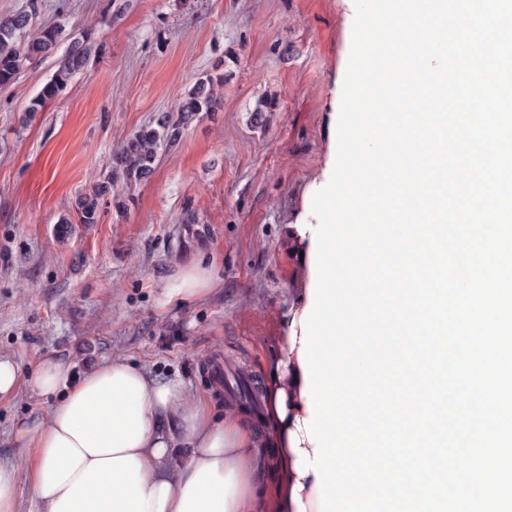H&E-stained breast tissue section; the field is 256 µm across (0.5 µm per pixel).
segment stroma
<instances>
[{"label":"stroma","instance_id":"stroma-1","mask_svg":"<svg viewBox=\"0 0 512 512\" xmlns=\"http://www.w3.org/2000/svg\"><path fill=\"white\" fill-rule=\"evenodd\" d=\"M36 21L93 27L99 50L35 115L26 109L54 59L0 85V356L20 371L0 399L9 461L13 424L52 403L29 383L48 357L77 375L126 359L180 379L219 415L230 403L211 360L266 390L309 280L286 226L325 169L352 42L345 0H40ZM216 72L222 110L198 115L147 181L115 185L97 223L58 240L59 218L103 181L120 143ZM267 96L278 110L255 126ZM199 261L215 288L168 300L178 271Z\"/></svg>","mask_w":512,"mask_h":512}]
</instances>
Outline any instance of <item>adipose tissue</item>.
<instances>
[{
	"mask_svg": "<svg viewBox=\"0 0 512 512\" xmlns=\"http://www.w3.org/2000/svg\"><path fill=\"white\" fill-rule=\"evenodd\" d=\"M308 304L301 299L288 313L267 396L282 474L277 512H320L316 476L298 474L291 446L309 416L299 361ZM32 383L55 402L15 423L11 444L22 461L0 462V512H18L23 483L34 512H255L250 433L233 417L214 419L181 380L158 381L121 358L76 378L66 363L47 358Z\"/></svg>",
	"mask_w": 512,
	"mask_h": 512,
	"instance_id": "adipose-tissue-1",
	"label": "adipose tissue"
}]
</instances>
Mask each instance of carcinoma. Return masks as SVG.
<instances>
[{"mask_svg":"<svg viewBox=\"0 0 512 512\" xmlns=\"http://www.w3.org/2000/svg\"><path fill=\"white\" fill-rule=\"evenodd\" d=\"M38 13V0H27V9L0 17V84H6L29 64L41 61L54 54L63 40L64 28L59 24L41 26L33 32H26L32 19ZM93 50V33L84 32L79 38L70 40L64 54L58 59V66L51 79L30 102L28 110L37 112L44 105L56 99L82 73ZM224 84V74L217 73L198 79L177 101L176 115H163L155 125L141 128L126 138L119 151L112 157V166L107 181L101 183L92 193L76 201L78 223L98 222L100 202L109 194V188L119 182L133 185L147 180L154 171L158 151L175 145L184 128L202 112H216L223 100L219 87ZM277 111V102L263 98L256 102L251 119L257 126H265L268 113Z\"/></svg>","mask_w":512,"mask_h":512,"instance_id":"carcinoma-1","label":"carcinoma"}]
</instances>
